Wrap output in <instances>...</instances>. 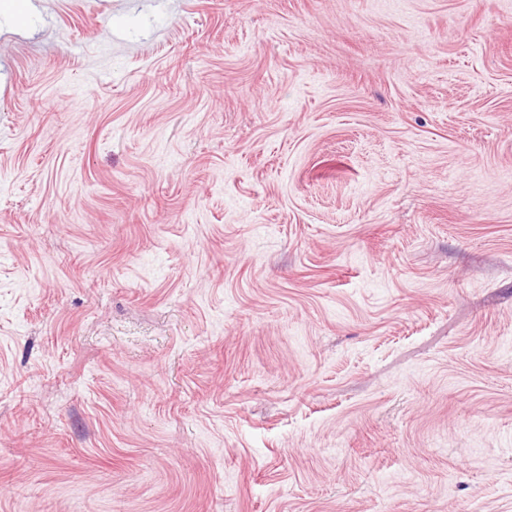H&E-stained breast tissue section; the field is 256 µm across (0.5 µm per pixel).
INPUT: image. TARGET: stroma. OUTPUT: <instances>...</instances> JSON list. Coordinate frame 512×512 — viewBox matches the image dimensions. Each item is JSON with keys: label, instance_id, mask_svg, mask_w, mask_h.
Returning a JSON list of instances; mask_svg holds the SVG:
<instances>
[{"label": "stroma", "instance_id": "35a3bbf8", "mask_svg": "<svg viewBox=\"0 0 512 512\" xmlns=\"http://www.w3.org/2000/svg\"><path fill=\"white\" fill-rule=\"evenodd\" d=\"M33 3L0 512H512V0Z\"/></svg>", "mask_w": 512, "mask_h": 512}]
</instances>
